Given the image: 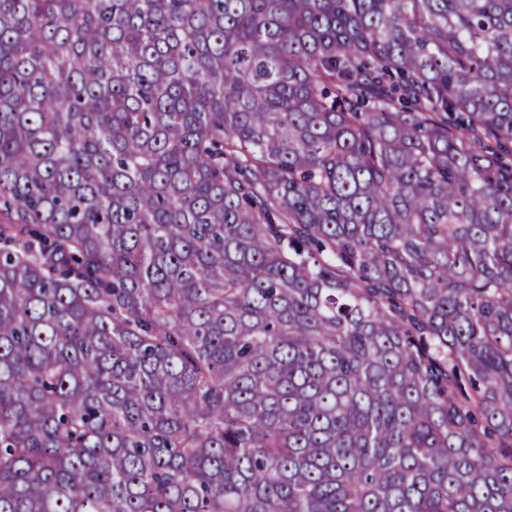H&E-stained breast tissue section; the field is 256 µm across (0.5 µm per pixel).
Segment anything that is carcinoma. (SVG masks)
Returning a JSON list of instances; mask_svg holds the SVG:
<instances>
[{
  "mask_svg": "<svg viewBox=\"0 0 512 512\" xmlns=\"http://www.w3.org/2000/svg\"><path fill=\"white\" fill-rule=\"evenodd\" d=\"M0 512H512V0H0Z\"/></svg>",
  "mask_w": 512,
  "mask_h": 512,
  "instance_id": "cac0c4a2",
  "label": "carcinoma"
}]
</instances>
